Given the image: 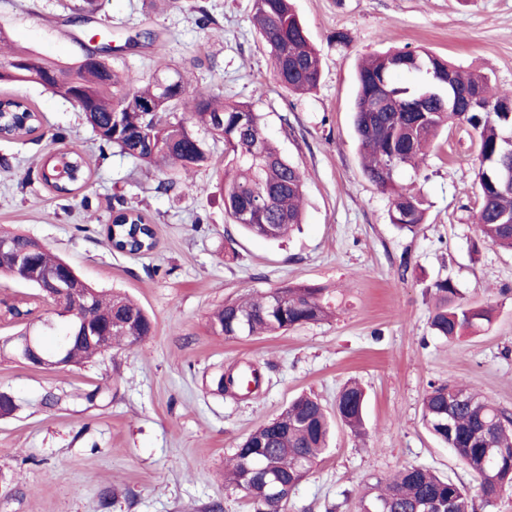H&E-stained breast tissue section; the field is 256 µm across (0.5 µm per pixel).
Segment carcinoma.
<instances>
[{
    "instance_id": "carcinoma-1",
    "label": "carcinoma",
    "mask_w": 512,
    "mask_h": 512,
    "mask_svg": "<svg viewBox=\"0 0 512 512\" xmlns=\"http://www.w3.org/2000/svg\"><path fill=\"white\" fill-rule=\"evenodd\" d=\"M96 10L95 0H79L73 22L82 24ZM253 21L262 38L273 73L288 91L309 94L320 84L323 63L292 0H254ZM96 47L83 46V55L72 66L45 60L27 50H17L0 60V83L31 82L50 89L63 99L82 94L77 108L85 116L101 146L117 148L144 163L163 161L170 167L189 171L206 164L209 151L205 138L176 116L178 110L198 118L205 133L224 141V210L232 223L251 210L256 223L242 228L255 237L277 240L295 224L302 223L301 199L305 174L288 161L265 133L260 113L246 102L227 101L213 93L189 92L188 81L176 70L156 75L147 84L110 64L90 59ZM439 60L448 69L460 94L481 89L496 102L512 96L494 92L489 77L476 69L456 66L427 50L393 49L370 55L359 67L353 105L354 126L362 149L364 174L376 187L391 194L390 221L414 233L424 223L425 200L411 187L397 181L400 171L417 169L426 160L438 133L453 124L471 126L478 135L480 207L476 224L491 246L512 250V149L505 143L512 118L499 112L466 114L450 112L435 95L424 94V83L413 87L399 83L409 70L425 71ZM153 104L152 112H135L130 101ZM4 106L0 123L13 140H24L40 128L39 114L14 100ZM41 179L57 193L68 195L86 180L85 162L75 146L50 155L41 165ZM15 248L32 255L33 271L55 273L67 263L52 256L37 240L19 234L0 236ZM106 240L121 253L147 254L155 247V233L140 212L122 207L106 228ZM58 308L57 322L69 332V319L62 312L73 308L71 295L41 279L31 283ZM91 304L79 316L89 327H109L107 342H90L70 335L65 358L58 362L59 347L41 348L48 363L57 369L88 363L114 346H132L153 333L148 314L127 297L106 296L88 287ZM323 288L286 285L266 294L228 302L210 319L213 332L226 339L256 334H284L304 324L318 323L329 315L322 298ZM456 290L448 280L434 284L435 311L431 318L434 334L452 341L467 330L492 320V310L455 300ZM468 398L456 402L457 395ZM366 392L356 383L345 386L336 399V417L351 432L364 427ZM425 428L451 448L469 468L485 501L499 495V488L512 487V413L470 391L455 379L430 385L422 402ZM452 426H447V422ZM331 420L322 404L310 395L295 397L270 422L251 432L235 449L231 468L224 473L229 485L242 490L253 512H284L290 497H268L250 489L253 484L251 459L261 453L268 467L288 475L297 485L310 472L328 447ZM271 439L259 450L248 443ZM472 512L468 490L455 482L418 467L400 470L362 499V512Z\"/></svg>"
}]
</instances>
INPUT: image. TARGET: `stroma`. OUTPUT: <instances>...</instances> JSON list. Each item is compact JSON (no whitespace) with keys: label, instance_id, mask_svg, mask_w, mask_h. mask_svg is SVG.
Here are the masks:
<instances>
[{"label":"stroma","instance_id":"stroma-1","mask_svg":"<svg viewBox=\"0 0 512 512\" xmlns=\"http://www.w3.org/2000/svg\"><path fill=\"white\" fill-rule=\"evenodd\" d=\"M74 0H0L7 47L61 64L92 36H111L114 66L149 78L165 66L194 90L252 103L268 136L305 173L304 222L279 241L242 233L224 215V143L207 166L171 173L99 141L78 108L35 83L0 85L43 125L25 141L0 139V229L26 234L92 287L119 290L154 320L153 336L83 365L45 370L0 358V390L21 408L0 418V512H252L224 482L238 444L296 396L327 409L351 379L368 393L364 437L336 424L321 461L296 487L288 512H361L371 484L405 466L464 485L474 512H512V487L492 503L451 449L422 425L430 384L456 379L512 412V252L482 243L475 226L478 146L466 126L443 130L402 183L424 196L417 234L389 217L390 197L364 175L353 129L356 67L392 46L427 48L512 89V0H294L323 61L317 89L299 96L273 77L253 26V0H97L95 20L71 24ZM210 23L201 26V13ZM149 40L125 47L128 35ZM348 44L336 43V32ZM77 144L88 181L60 197L39 177L42 159ZM175 187L158 192L159 183ZM190 190H183V183ZM141 211L152 252L113 251L104 228L114 210ZM448 280L461 301L492 306L479 331L449 342L430 329L432 287ZM323 288L332 315L275 336L227 339L209 317L224 302L284 285ZM0 299L54 316L30 285L0 277ZM255 365L262 385L241 398L212 382ZM102 389L95 404L84 393ZM57 406H42L46 393ZM112 505L101 510V496Z\"/></svg>","mask_w":512,"mask_h":512}]
</instances>
